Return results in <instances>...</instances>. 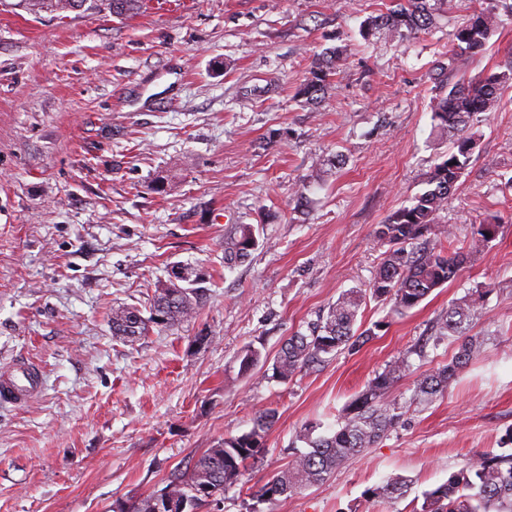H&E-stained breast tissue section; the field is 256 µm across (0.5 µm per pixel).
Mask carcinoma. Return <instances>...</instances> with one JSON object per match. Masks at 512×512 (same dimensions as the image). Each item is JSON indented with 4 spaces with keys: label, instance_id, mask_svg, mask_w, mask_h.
<instances>
[{
    "label": "carcinoma",
    "instance_id": "1",
    "mask_svg": "<svg viewBox=\"0 0 512 512\" xmlns=\"http://www.w3.org/2000/svg\"><path fill=\"white\" fill-rule=\"evenodd\" d=\"M140 0H18L19 9L36 17L54 12H109L114 17L133 13ZM396 8L367 24V33L387 38H401L424 31L432 24L430 0H395ZM496 23L493 12L473 10L448 39L456 49L449 58L455 68L459 60L485 50ZM336 55L316 59L301 89L308 104L324 98L335 70ZM500 71L487 76L462 79L448 94L433 100L432 118L439 129L452 134L445 158L430 171L428 189L414 197L411 204L395 211L375 230V239L388 245L369 288H353L342 293L329 306L326 315L308 327V332H294L280 346L273 359L272 376L286 383L295 375L311 369L327 358L348 350H357L375 336L374 325L355 328L358 314L367 297L391 305V313L403 316L417 307L435 290L458 277L469 259L482 251L498 234V225L479 224L461 247H449L455 233L451 225L440 223L462 170L468 164L474 145L468 133L471 117L490 112L499 104L500 86L512 82V50H508ZM257 245L256 229L238 224L224 239V264L232 266L249 259ZM188 286L172 283L157 291L151 316L145 318L135 306L112 309V337L134 342L148 335L152 327L170 328L195 313L200 304L198 279ZM478 313L473 295L452 302L440 318V338L457 344V352L417 380L416 400L426 403L448 388V383L482 351V343L467 335ZM260 349L250 345L240 356L239 372L247 373L258 365ZM410 371L408 355L403 353L381 372L374 374L364 389L343 409L338 429L329 435H314L318 425L309 423L297 435L307 451L296 454L291 463L275 473L257 492L247 512H261L258 504L291 496L323 483L341 464L358 456L382 439L398 417V403L393 389ZM274 415L258 414L252 428L227 437L204 449L185 470L177 469L167 478L166 487L185 500L186 512L212 505L224 498V490L237 484L248 461H257L265 452L264 439ZM405 482L391 479L371 494L377 498L401 495ZM155 494L119 502L120 512H153ZM412 512H512V453L481 455L452 473L440 486L423 493L421 508Z\"/></svg>",
    "mask_w": 512,
    "mask_h": 512
}]
</instances>
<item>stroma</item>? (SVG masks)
<instances>
[{
	"instance_id": "1",
	"label": "stroma",
	"mask_w": 512,
	"mask_h": 512,
	"mask_svg": "<svg viewBox=\"0 0 512 512\" xmlns=\"http://www.w3.org/2000/svg\"><path fill=\"white\" fill-rule=\"evenodd\" d=\"M12 2L0 0V365L37 363L42 389L0 404V512H110L271 409L263 459L224 493L222 512H246L247 491L304 450L301 427L332 433L403 352L413 371L387 434L263 512H412L470 459L512 453V83L472 117L475 148L442 215L458 240L487 222L496 238L407 315L369 300L361 321L379 330L359 351L286 383L270 365L286 337L367 287L384 251L374 230L426 190L450 146L433 98L497 71L511 16L461 71L447 67L448 34L490 0H435L431 31L403 41L365 33L391 0H142L123 19L37 18ZM330 54L336 74L305 104L311 63ZM238 224L258 244L228 268ZM182 266L201 277L200 309L113 340V307L149 311ZM474 291L481 355L411 404L417 374L455 353L435 339L441 314ZM250 345L266 360L243 374ZM394 476L404 495L372 497Z\"/></svg>"
}]
</instances>
